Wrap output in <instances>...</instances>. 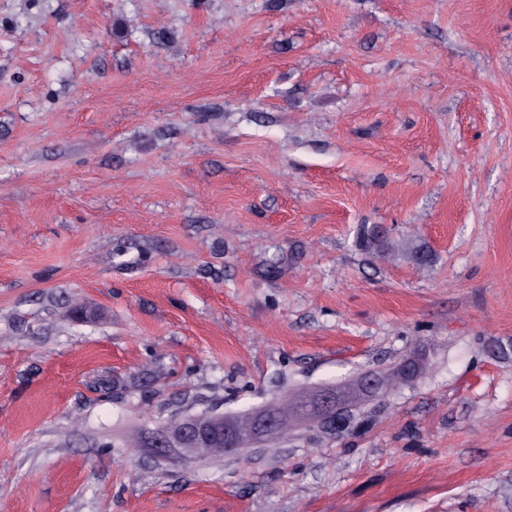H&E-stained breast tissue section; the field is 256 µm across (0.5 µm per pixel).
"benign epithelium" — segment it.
<instances>
[{"instance_id":"1","label":"benign epithelium","mask_w":512,"mask_h":512,"mask_svg":"<svg viewBox=\"0 0 512 512\" xmlns=\"http://www.w3.org/2000/svg\"><path fill=\"white\" fill-rule=\"evenodd\" d=\"M318 423L334 432L346 426L350 412L342 407L336 392L326 388L299 402L288 413L279 403H269L243 416V423L225 424L226 416L214 409L188 415L175 411L160 430L144 433L143 442L158 449L162 457L172 459H218L228 454L244 455L257 444H271L292 432L290 416Z\"/></svg>"}]
</instances>
